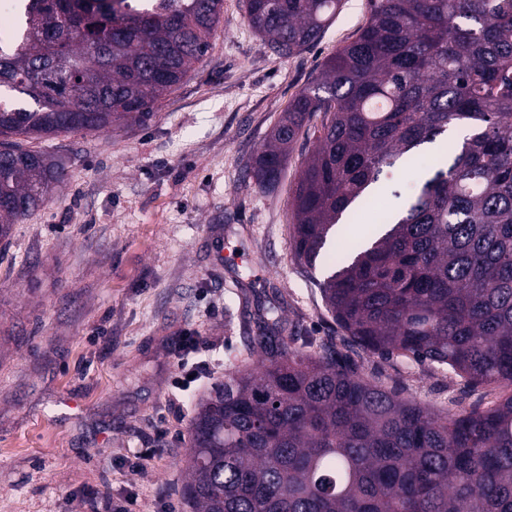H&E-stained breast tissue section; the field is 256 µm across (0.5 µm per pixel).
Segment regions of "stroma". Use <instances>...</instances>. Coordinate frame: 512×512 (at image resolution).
I'll list each match as a JSON object with an SVG mask.
<instances>
[{
  "mask_svg": "<svg viewBox=\"0 0 512 512\" xmlns=\"http://www.w3.org/2000/svg\"><path fill=\"white\" fill-rule=\"evenodd\" d=\"M371 11V0H343L314 48L280 58L249 27L245 0H224L207 54L151 120L28 141L66 178L0 242V512H113L128 496L142 512H190L193 403L228 367L253 364L248 338L269 310L286 331L343 345L289 247L311 140L300 134L275 191L246 169ZM188 329L215 374L181 391L170 349ZM355 361L440 414L499 393L400 356ZM139 453L142 468L130 470Z\"/></svg>",
  "mask_w": 512,
  "mask_h": 512,
  "instance_id": "obj_1",
  "label": "stroma"
}]
</instances>
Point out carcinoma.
I'll list each match as a JSON object with an SVG mask.
<instances>
[{
    "label": "carcinoma",
    "instance_id": "carcinoma-1",
    "mask_svg": "<svg viewBox=\"0 0 512 512\" xmlns=\"http://www.w3.org/2000/svg\"><path fill=\"white\" fill-rule=\"evenodd\" d=\"M359 36L289 103L250 174L278 185L300 130L314 145L291 199V248L355 350L497 385L493 405L441 415L366 378L333 341L249 337L256 367L224 375L191 423L192 512H512V0H373ZM0 43V241L45 206L64 168L37 139L154 116L210 48L223 0H15ZM341 0H245L281 57L315 46ZM454 126L407 206L354 231L381 177ZM323 270V278L315 276Z\"/></svg>",
    "mask_w": 512,
    "mask_h": 512
}]
</instances>
